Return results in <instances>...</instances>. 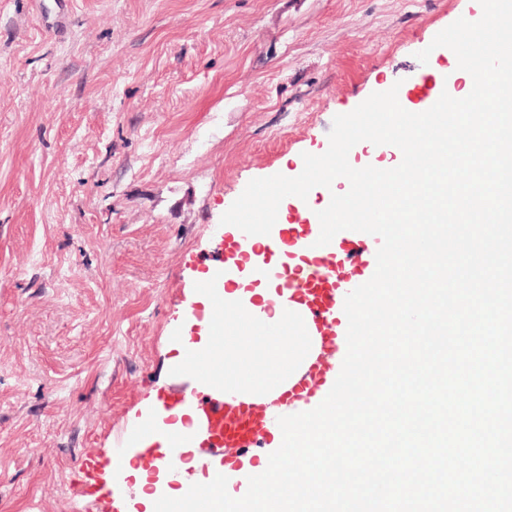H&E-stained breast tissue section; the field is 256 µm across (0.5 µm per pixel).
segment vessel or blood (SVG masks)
I'll return each instance as SVG.
<instances>
[{"instance_id":"obj_1","label":"vessel or blood","mask_w":512,"mask_h":512,"mask_svg":"<svg viewBox=\"0 0 512 512\" xmlns=\"http://www.w3.org/2000/svg\"><path fill=\"white\" fill-rule=\"evenodd\" d=\"M319 234L320 226L316 223L288 224L278 233L269 235L250 236L237 229L233 232L237 242L234 261L240 266L261 254L287 253L290 259L288 268L273 265L264 269L263 276L274 285L278 297L300 306L310 330L319 339L321 350L328 351L336 349L343 340L341 324L345 317L346 296L373 276L376 256L365 247L366 233L344 230L324 246L316 243ZM211 272V278L201 285L202 291L211 298L203 315L211 330L221 331L231 325L248 323L245 313L232 309L224 301L225 262L215 260ZM251 326L253 334L261 336H289L293 333L291 315L287 312L274 324L258 321ZM174 370L179 374L196 375L200 381L222 388L217 397L190 391L180 399L182 406L198 412L200 423L209 433L206 442L208 452L224 459L223 472L215 474L209 484L211 491H218L228 475L239 469L238 450L252 447L264 439L266 407L245 400L237 392L224 387V369L212 365L210 349L188 347ZM334 382V377L328 374L322 359L318 358L310 363L294 385L281 392L279 399L296 405L318 401L329 393ZM161 439L176 457L191 446L193 435L150 423L140 424L126 433L122 449L111 458L112 468H123L126 449H144Z\"/></svg>"}]
</instances>
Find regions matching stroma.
I'll return each mask as SVG.
<instances>
[{
	"label": "stroma",
	"mask_w": 512,
	"mask_h": 512,
	"mask_svg": "<svg viewBox=\"0 0 512 512\" xmlns=\"http://www.w3.org/2000/svg\"><path fill=\"white\" fill-rule=\"evenodd\" d=\"M478 0H0V512H136L121 434L193 386L173 373L222 215L297 176L335 115L403 82ZM430 49L428 63L418 52ZM234 488L266 463L243 450Z\"/></svg>",
	"instance_id": "1"
}]
</instances>
